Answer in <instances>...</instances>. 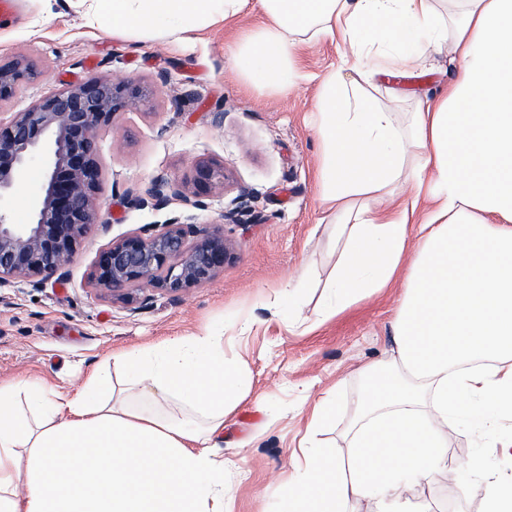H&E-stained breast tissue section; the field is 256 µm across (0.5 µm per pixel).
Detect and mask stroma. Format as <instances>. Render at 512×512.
<instances>
[{
	"label": "stroma",
	"mask_w": 512,
	"mask_h": 512,
	"mask_svg": "<svg viewBox=\"0 0 512 512\" xmlns=\"http://www.w3.org/2000/svg\"><path fill=\"white\" fill-rule=\"evenodd\" d=\"M261 21L259 13L246 12L227 26L194 33L181 47L97 31L74 0H16L12 19L0 23V59L22 55L42 70L22 86L9 111H24L93 77L136 76L153 88L151 106L117 113L98 135L103 221L80 240L66 276L0 286V381L35 378L66 392L120 351L225 329L227 346L243 357L250 376L249 393L225 416L216 450L230 463L224 471L230 512H275L283 484L297 476L312 405L330 391L336 407L326 438L338 455H348L345 431L356 410L361 369L389 356L391 322L403 293L394 285L308 327L323 306V287L337 260L335 219L317 185L320 145L310 117L325 75L339 69L354 80L358 74L345 67L340 43L322 38L298 56L307 75L299 85L275 92L251 84L225 46ZM162 70L168 73L164 83L156 79ZM452 72L447 56L439 55L398 79L376 74L363 86L375 103H392L405 113L446 87ZM188 89L194 98H184ZM218 110L224 113L220 127L211 122ZM201 162L225 166L229 179L225 190L206 195L199 222H220L240 192L254 198L251 212L224 227L235 246L233 259L209 282L175 296L157 292L126 305L96 290L90 272L100 250L181 209L177 203L159 211L135 207L128 193L144 190L160 173L191 177ZM300 276L306 287L294 299L283 297V285ZM245 316L255 324L241 338L233 326ZM511 435L507 421L488 429L462 420L448 429V462L460 470L479 454L489 471L512 475V458L499 448ZM409 496L429 512L481 510L478 496L460 498L442 479L413 486Z\"/></svg>",
	"instance_id": "stroma-1"
}]
</instances>
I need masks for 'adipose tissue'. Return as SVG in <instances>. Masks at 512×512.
Returning <instances> with one entry per match:
<instances>
[{
	"mask_svg": "<svg viewBox=\"0 0 512 512\" xmlns=\"http://www.w3.org/2000/svg\"><path fill=\"white\" fill-rule=\"evenodd\" d=\"M437 0H83L92 22L179 45L188 32L259 10L229 46L249 82L302 79L303 34L340 39L360 72L394 76L447 51V88L407 123L332 71L320 83L322 199L342 216L330 318L403 281L391 355L364 370L349 460L312 410L302 479L280 512H410L408 483L448 473V425L462 408L512 420V0H464L447 40ZM385 21L382 40L364 29ZM359 196L370 205L353 208ZM247 365L217 330L126 351L74 393L0 382V512H224V463L210 451L249 391ZM468 469L483 512H512V477Z\"/></svg>",
	"mask_w": 512,
	"mask_h": 512,
	"instance_id": "ef3b65f1",
	"label": "adipose tissue"
}]
</instances>
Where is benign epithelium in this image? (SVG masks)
<instances>
[{
  "label": "benign epithelium",
  "instance_id": "benign-epithelium-1",
  "mask_svg": "<svg viewBox=\"0 0 512 512\" xmlns=\"http://www.w3.org/2000/svg\"><path fill=\"white\" fill-rule=\"evenodd\" d=\"M40 75L25 57L0 61V108ZM150 96L151 88L138 78L95 77L0 123V284L66 273L81 238L101 223L97 133L116 113L147 105ZM35 165L41 193L28 221L16 224L5 203L13 199L17 178ZM226 180L224 167L210 163L197 165L185 180L154 177L143 194L132 196L134 204L160 210L178 202L185 212L113 240L94 262L95 286L132 303L148 291L177 294L213 279L233 258L234 243L223 226L198 223L192 211L205 207L200 197L224 189Z\"/></svg>",
  "mask_w": 512,
  "mask_h": 512
}]
</instances>
